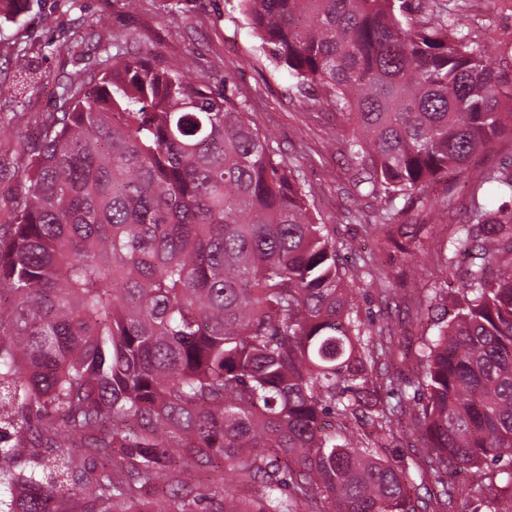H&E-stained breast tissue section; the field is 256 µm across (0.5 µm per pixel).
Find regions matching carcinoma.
Listing matches in <instances>:
<instances>
[{
    "instance_id": "cac0c4a2",
    "label": "carcinoma",
    "mask_w": 512,
    "mask_h": 512,
    "mask_svg": "<svg viewBox=\"0 0 512 512\" xmlns=\"http://www.w3.org/2000/svg\"><path fill=\"white\" fill-rule=\"evenodd\" d=\"M454 2L413 19L408 0H239L270 62L346 120L383 201L364 233L412 256L406 218L448 278L464 265L458 311L394 403L374 371L397 352L349 291L365 279L396 306L397 289L371 257L344 263L244 106L136 33L60 85L0 235V425L16 433L0 512H203L188 465L249 486L211 512H449L464 476L490 483L483 512H512V209L493 202L512 175L464 186V224L425 197L512 134V72ZM0 6L6 21L29 8ZM413 398L420 460L399 467L378 449Z\"/></svg>"
}]
</instances>
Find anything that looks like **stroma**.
<instances>
[{
  "instance_id": "1",
  "label": "stroma",
  "mask_w": 512,
  "mask_h": 512,
  "mask_svg": "<svg viewBox=\"0 0 512 512\" xmlns=\"http://www.w3.org/2000/svg\"><path fill=\"white\" fill-rule=\"evenodd\" d=\"M462 18L476 41L491 35L500 42L496 64L512 70V0H467ZM131 33L139 34L158 59L245 104L293 166L311 211L329 224L337 242L377 249L376 239L366 237L359 222L380 202L360 183L339 140V116L296 93L287 72L270 64L237 0H32L16 21L0 24V231L8 226L13 192L29 159L27 148L56 110L59 83L94 69L102 47L124 42ZM20 53L34 69L33 81L21 82L16 74L14 58ZM510 162L512 138H506L476 155L459 176L431 184L426 195L447 201L449 223H465L464 182ZM380 259L392 287L405 289L399 308L386 306L376 289L358 283L350 289L353 311L363 326L391 327L396 344L411 354L399 367V379L411 381L420 374L419 345L434 336L436 322L447 318L459 298L444 289L445 272L426 253L410 257L393 248ZM427 294L434 301L425 312L418 299Z\"/></svg>"
}]
</instances>
